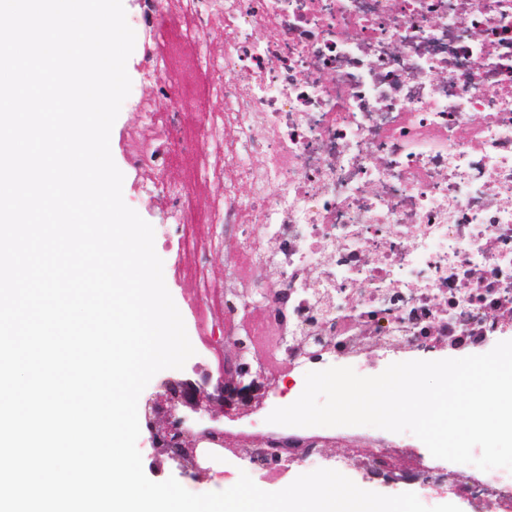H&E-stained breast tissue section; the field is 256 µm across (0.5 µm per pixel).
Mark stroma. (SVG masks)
I'll return each instance as SVG.
<instances>
[{
  "mask_svg": "<svg viewBox=\"0 0 512 512\" xmlns=\"http://www.w3.org/2000/svg\"><path fill=\"white\" fill-rule=\"evenodd\" d=\"M148 45L160 46L166 53L168 76L180 86L187 98H203L204 88L190 67L196 52L195 47L174 48L167 43L161 45L153 35L144 32L137 34L135 49L127 62L130 78H137L141 66L142 49ZM137 89L140 106L123 103L113 125L110 141L112 157L124 174L125 203L156 227L167 219L164 187L190 185L187 221L197 225L198 232L202 236H211L212 230L205 225L204 220L215 201L221 197L222 184L206 175L205 168L220 164L221 153H211L203 163L179 154L165 170L160 172L149 169L138 171L129 169L126 156L134 141H142L160 134L159 127L149 126L146 119L147 112H163L170 107L169 100L159 95L152 83H139ZM161 258L166 286L177 308L186 309L188 304L195 302L200 291L201 278L190 272L194 257L190 251L175 247L162 253ZM185 326L188 335L206 337L208 346L204 354L192 356L185 367L178 370V377L194 380L205 377L218 379L224 370L225 362L233 360L235 356L234 347L224 338L223 317L212 316L210 311L205 310L198 315L187 317ZM137 447L142 456L144 472L152 481L162 482L172 477L189 490L200 486L208 492H220L225 488L223 480L215 475H195L191 454L187 453L174 459L165 449L152 447L150 443L144 441L138 442Z\"/></svg>",
  "mask_w": 512,
  "mask_h": 512,
  "instance_id": "35a3bbf8",
  "label": "stroma"
}]
</instances>
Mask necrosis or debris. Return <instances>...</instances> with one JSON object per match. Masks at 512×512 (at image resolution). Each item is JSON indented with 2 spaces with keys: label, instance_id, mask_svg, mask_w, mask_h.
I'll return each instance as SVG.
<instances>
[{
  "label": "necrosis or debris",
  "instance_id": "necrosis-or-debris-1",
  "mask_svg": "<svg viewBox=\"0 0 512 512\" xmlns=\"http://www.w3.org/2000/svg\"><path fill=\"white\" fill-rule=\"evenodd\" d=\"M173 40L198 46L197 72L220 112L203 111L201 144L222 152L224 185L209 226L237 225L241 247L213 306L267 265L288 304L253 310L240 332L294 377L357 357H426L448 345L482 349L512 330V0H145L138 29L161 17ZM224 31L221 55L203 45ZM127 156L160 169L182 141L179 111ZM262 138H255V129ZM187 188H168L161 238L183 240L204 272L220 237L184 224ZM311 326L334 348L300 352L286 339ZM247 429L203 435L223 448L217 474L355 466L389 488L448 484L446 467L416 454L403 467L386 437L350 434L351 455L328 456L329 434L289 427L253 446ZM473 512H512V471L469 467L458 487Z\"/></svg>",
  "mask_w": 512,
  "mask_h": 512
}]
</instances>
